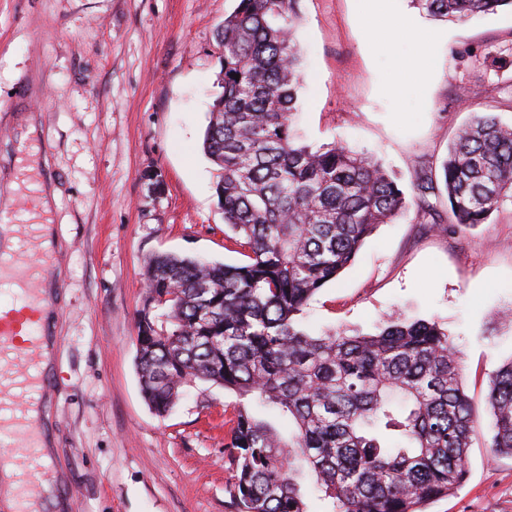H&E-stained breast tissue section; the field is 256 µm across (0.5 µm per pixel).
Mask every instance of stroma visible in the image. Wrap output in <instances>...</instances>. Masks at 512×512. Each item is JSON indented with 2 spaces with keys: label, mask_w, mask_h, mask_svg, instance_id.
<instances>
[{
  "label": "stroma",
  "mask_w": 512,
  "mask_h": 512,
  "mask_svg": "<svg viewBox=\"0 0 512 512\" xmlns=\"http://www.w3.org/2000/svg\"><path fill=\"white\" fill-rule=\"evenodd\" d=\"M234 0H0V195L18 182L20 142L38 125V168L51 171L60 247L57 346L49 382L60 510L236 512L225 426L235 398L207 383L170 415L145 404L136 371L142 272L157 252L236 263L201 150L219 91L218 26ZM362 0H301L305 142L366 151L410 184L437 166L472 113L512 123V12L425 19L432 76L399 67L416 41L378 45ZM401 86L393 95L391 82ZM417 207L380 225L355 263L305 310L313 334L369 329L394 311L444 323L476 413L469 473L429 512H512V458L489 447L486 396L512 358V203L456 233L428 231Z\"/></svg>",
  "instance_id": "stroma-1"
}]
</instances>
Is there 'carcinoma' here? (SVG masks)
<instances>
[{
  "label": "carcinoma",
  "instance_id": "1",
  "mask_svg": "<svg viewBox=\"0 0 512 512\" xmlns=\"http://www.w3.org/2000/svg\"><path fill=\"white\" fill-rule=\"evenodd\" d=\"M414 2L445 21L512 9V0ZM300 24V0H235L217 30L221 91L202 151L220 168L217 205L244 260L148 258L141 394L159 417L199 382L235 396L224 447L237 512H307V477L331 512H425L465 481L474 427L448 329L396 313L370 330L313 336L302 319L408 204L428 229L454 232L512 202V125L473 114L441 174L422 168L408 188L368 153L310 145L294 121ZM441 195L444 211L429 200ZM487 405L490 447L512 457V359L493 373ZM265 411L293 430L282 434Z\"/></svg>",
  "mask_w": 512,
  "mask_h": 512
}]
</instances>
